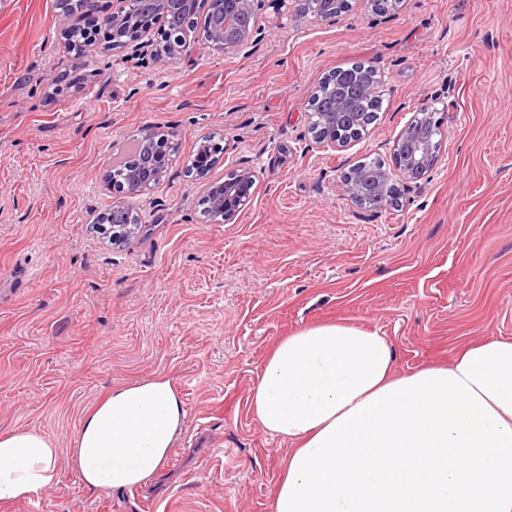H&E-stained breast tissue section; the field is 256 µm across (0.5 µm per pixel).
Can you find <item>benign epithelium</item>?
Segmentation results:
<instances>
[{
    "instance_id": "obj_1",
    "label": "benign epithelium",
    "mask_w": 512,
    "mask_h": 512,
    "mask_svg": "<svg viewBox=\"0 0 512 512\" xmlns=\"http://www.w3.org/2000/svg\"><path fill=\"white\" fill-rule=\"evenodd\" d=\"M81 8L86 13L96 18L95 26L90 33L83 34V38L73 41L70 39L72 30L68 26L62 27L67 44L79 54L92 58L99 52L117 44L130 46L137 56L150 57L155 62H168L169 57H186L197 49L222 52L249 42L253 29L245 25L236 30H226L222 18L224 16L240 15L250 17L255 12L259 0H209L207 17L218 16V20L209 23L204 33L203 41L190 43L182 38L168 37V41L156 42L151 39V28L139 29L133 36L115 42L110 39L112 32L124 26L128 16L122 10L111 11L103 0H79ZM153 10L157 14L167 16L179 11L183 5L182 0H149ZM429 116L424 112L422 116L414 118L401 132L395 145L394 154L398 171L404 180L416 181L420 178V172L431 167L437 161V151L431 143L422 140L415 134L414 127L420 125L422 119ZM343 119V115L330 112L324 115V120L313 119V123H321V127L312 130L313 138L322 147L331 149L341 148L347 144V140L337 135L336 122ZM143 136L155 142L153 148L146 152L141 161L131 165V170L125 179L118 182L112 179V170L108 169L104 175V183L114 193L142 194L150 191L167 171L168 165L164 164L170 150L177 145L180 132L172 130L167 133H159L147 129ZM198 160L197 173L206 174L208 169L214 168L221 159V153L211 150V143L200 139V145L196 152ZM359 170H352L341 180V195L355 200L360 197L357 175ZM256 184L255 171L248 167L236 169L228 174L220 184L206 185V195L209 203L204 207V218L209 223L228 224L249 203L254 193ZM376 189L383 196V208L387 209L396 205L397 194L392 184L391 175H383L376 181Z\"/></svg>"
}]
</instances>
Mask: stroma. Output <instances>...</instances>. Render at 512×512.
<instances>
[{"mask_svg": "<svg viewBox=\"0 0 512 512\" xmlns=\"http://www.w3.org/2000/svg\"><path fill=\"white\" fill-rule=\"evenodd\" d=\"M57 0H0V431H42L69 453L113 386L175 379L186 422L146 487L98 492L69 464L54 488L0 512H273L286 441L250 390L276 342L305 326L376 329L400 371L450 363L460 345L512 338V0H351L336 21L261 0L243 48L144 64L128 48L66 47ZM355 61L381 73L385 110L345 148L316 145L308 102ZM436 163L369 211L340 181L393 146L424 108ZM180 131L168 170L130 196L140 228L93 232L103 184L146 129ZM224 148L206 176L199 139ZM249 167L229 224L201 215L207 182Z\"/></svg>", "mask_w": 512, "mask_h": 512, "instance_id": "1", "label": "stroma"}]
</instances>
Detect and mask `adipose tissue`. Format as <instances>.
I'll return each instance as SVG.
<instances>
[{
	"label": "adipose tissue",
	"instance_id": "obj_1",
	"mask_svg": "<svg viewBox=\"0 0 512 512\" xmlns=\"http://www.w3.org/2000/svg\"><path fill=\"white\" fill-rule=\"evenodd\" d=\"M250 402L290 444L274 512H512V339L401 372L378 331L304 327L275 344ZM184 425L171 379L119 385L83 418L68 461L94 490L144 486ZM58 456L41 431L0 432V504L55 485Z\"/></svg>",
	"mask_w": 512,
	"mask_h": 512
}]
</instances>
